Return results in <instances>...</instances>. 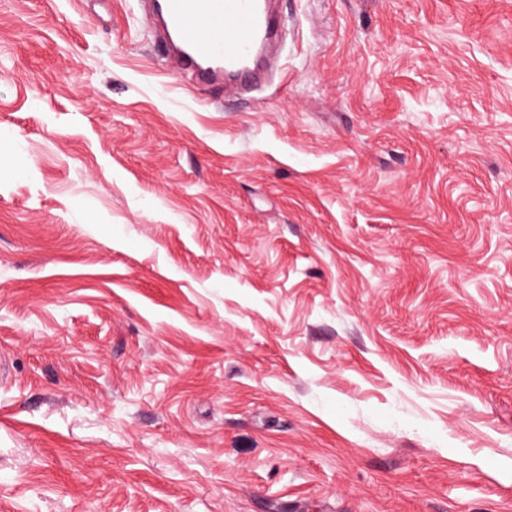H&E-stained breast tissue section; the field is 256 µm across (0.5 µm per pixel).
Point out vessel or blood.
<instances>
[{"mask_svg":"<svg viewBox=\"0 0 512 512\" xmlns=\"http://www.w3.org/2000/svg\"><path fill=\"white\" fill-rule=\"evenodd\" d=\"M153 10L166 32L161 50L176 47L179 73L208 83L249 76L253 58L272 39L266 0H154Z\"/></svg>","mask_w":512,"mask_h":512,"instance_id":"obj_1","label":"vessel or blood"}]
</instances>
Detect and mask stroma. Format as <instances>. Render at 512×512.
I'll list each match as a JSON object with an SVG mask.
<instances>
[{"label":"stroma","mask_w":512,"mask_h":512,"mask_svg":"<svg viewBox=\"0 0 512 512\" xmlns=\"http://www.w3.org/2000/svg\"><path fill=\"white\" fill-rule=\"evenodd\" d=\"M276 7L0 0V512H512V0ZM153 11L162 19L166 37L159 47L164 55L170 41L179 55L178 74L219 84L224 74L236 81L250 76L251 62L270 42L273 15L262 0H156Z\"/></svg>","instance_id":"obj_1"}]
</instances>
